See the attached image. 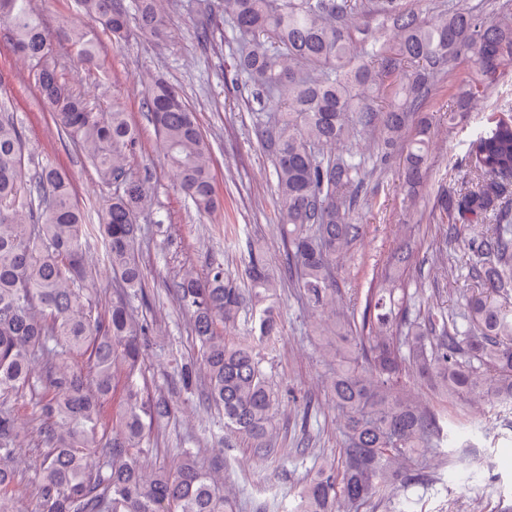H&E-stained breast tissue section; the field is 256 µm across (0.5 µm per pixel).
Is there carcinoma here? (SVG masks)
Here are the masks:
<instances>
[{
	"instance_id": "carcinoma-1",
	"label": "carcinoma",
	"mask_w": 512,
	"mask_h": 512,
	"mask_svg": "<svg viewBox=\"0 0 512 512\" xmlns=\"http://www.w3.org/2000/svg\"><path fill=\"white\" fill-rule=\"evenodd\" d=\"M132 4L78 0L116 45L136 30L168 37L164 0ZM215 4L235 34L251 37L234 56L235 72L280 103V112L257 128L276 177L288 280L313 314L335 310L334 326L316 320L313 328L344 346L326 350L336 363L326 389L341 415L340 462L327 461L304 480L291 512L391 504L409 487L434 482L426 452L448 440V409L464 425L477 390L491 405L512 409V113H490L470 143L467 179L440 201L448 220L444 241H466L465 269L477 284L461 325L439 305L413 317L400 313L396 289L378 283L365 294L361 318L355 306L336 309L337 261L363 234L356 206L366 164L349 145L375 143L385 158L402 147L404 178L417 186L427 170L429 122L421 121L404 144L408 113L461 55L472 72L459 88V108L485 96L503 62L512 60V5L488 20L455 0L436 17L407 0ZM0 28L28 63L69 146L113 188L99 224L88 223L70 174L58 165L26 169L23 126L0 111V512H18L15 465L29 445L9 406L18 400L31 405L46 445L35 485L43 512H233L224 479L197 456L186 454L170 468L146 464L144 444L175 406L139 384L143 344L153 332L129 305L144 296L137 218L151 201L147 181L129 173L140 135L120 108L102 112L72 89L53 56L56 40L100 68V43L77 24L50 33L34 0H0ZM405 62L413 69L397 89L403 101L379 110L384 78ZM143 108L180 191L199 214L215 212L211 144L180 90L151 75ZM93 231L122 288L104 309L92 298L94 274L84 263ZM245 276L248 287L239 288L219 264L204 273L189 267L168 290L190 314L205 401L264 460L278 453L277 398L255 348L226 341L224 329L248 305L259 315L258 338L268 340L278 335L281 314L277 279L261 251H250ZM414 381L425 382L436 401L416 400Z\"/></svg>"
}]
</instances>
